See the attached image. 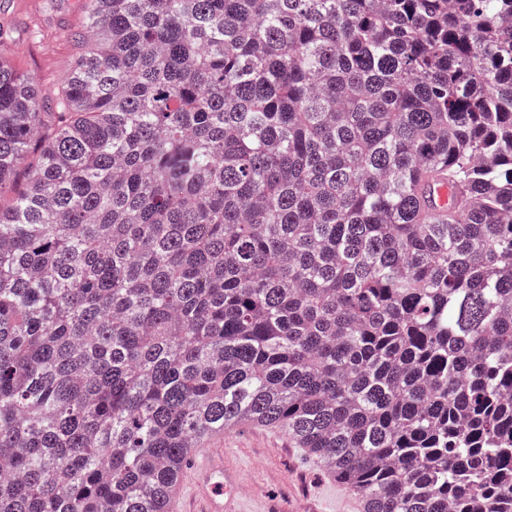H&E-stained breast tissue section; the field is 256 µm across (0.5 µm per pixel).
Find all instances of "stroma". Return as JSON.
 Segmentation results:
<instances>
[{"mask_svg": "<svg viewBox=\"0 0 512 512\" xmlns=\"http://www.w3.org/2000/svg\"><path fill=\"white\" fill-rule=\"evenodd\" d=\"M82 0H6L0 30L11 39L14 67L34 79L44 97L63 87L82 54L71 34L82 20ZM250 491L245 512H261L264 501L305 498L321 512H364L361 497L283 431L251 424L225 430L220 443Z\"/></svg>", "mask_w": 512, "mask_h": 512, "instance_id": "stroma-1", "label": "stroma"}]
</instances>
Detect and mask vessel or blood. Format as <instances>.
Masks as SVG:
<instances>
[{"label": "vessel or blood", "mask_w": 512, "mask_h": 512, "mask_svg": "<svg viewBox=\"0 0 512 512\" xmlns=\"http://www.w3.org/2000/svg\"><path fill=\"white\" fill-rule=\"evenodd\" d=\"M456 193V188L447 179L429 182L433 212L447 211ZM188 458L194 463L192 480L194 496L201 504L199 512H242L239 506L244 493L241 476L236 467L225 461L223 449L195 448Z\"/></svg>", "instance_id": "1"}]
</instances>
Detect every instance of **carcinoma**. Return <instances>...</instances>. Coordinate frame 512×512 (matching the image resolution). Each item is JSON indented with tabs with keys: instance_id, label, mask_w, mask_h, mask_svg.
<instances>
[{
	"instance_id": "obj_1",
	"label": "carcinoma",
	"mask_w": 512,
	"mask_h": 512,
	"mask_svg": "<svg viewBox=\"0 0 512 512\" xmlns=\"http://www.w3.org/2000/svg\"><path fill=\"white\" fill-rule=\"evenodd\" d=\"M82 13L52 111L0 56V512H167L240 423L512 512V0ZM457 193V189L450 183L448 178H437L428 183V194L432 200L434 213H442L448 210Z\"/></svg>"
}]
</instances>
